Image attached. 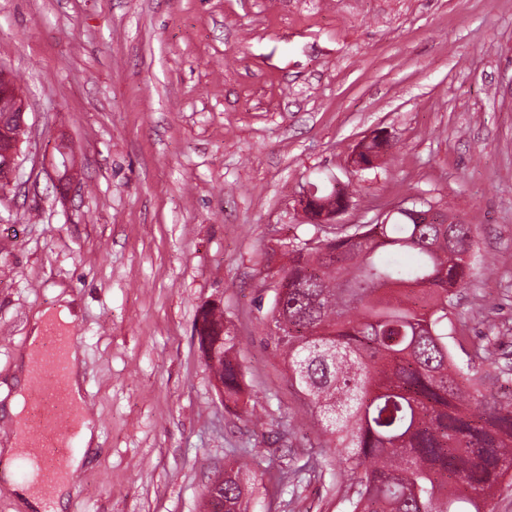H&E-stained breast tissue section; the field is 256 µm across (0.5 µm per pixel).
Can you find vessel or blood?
I'll return each instance as SVG.
<instances>
[{
  "label": "vessel or blood",
  "instance_id": "vessel-or-blood-1",
  "mask_svg": "<svg viewBox=\"0 0 512 512\" xmlns=\"http://www.w3.org/2000/svg\"><path fill=\"white\" fill-rule=\"evenodd\" d=\"M76 342L68 329L49 324L30 376L28 402L40 419L27 431L23 458L30 467L32 487L43 496L44 512H53L51 487L70 476L66 459L74 450L71 429L79 412L66 395L67 352Z\"/></svg>",
  "mask_w": 512,
  "mask_h": 512
}]
</instances>
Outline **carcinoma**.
<instances>
[{
    "label": "carcinoma",
    "instance_id": "obj_1",
    "mask_svg": "<svg viewBox=\"0 0 512 512\" xmlns=\"http://www.w3.org/2000/svg\"><path fill=\"white\" fill-rule=\"evenodd\" d=\"M428 223L393 213L384 224L288 245L274 290V337L289 379L341 449L352 483L347 512H485L512 473V403L491 382L470 385L448 348V308L465 288L473 225L444 224L429 199ZM199 348L217 350L211 368L224 397L242 395L236 336L216 307H203ZM247 473L224 469L206 512H244Z\"/></svg>",
    "mask_w": 512,
    "mask_h": 512
}]
</instances>
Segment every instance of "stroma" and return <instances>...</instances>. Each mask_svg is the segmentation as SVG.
Returning <instances> with one entry per match:
<instances>
[{"instance_id": "obj_1", "label": "stroma", "mask_w": 512, "mask_h": 512, "mask_svg": "<svg viewBox=\"0 0 512 512\" xmlns=\"http://www.w3.org/2000/svg\"><path fill=\"white\" fill-rule=\"evenodd\" d=\"M0 71L28 123L0 194V422L34 313L68 294L100 431L61 512H202L243 458L247 512H345L340 453L270 339L269 285L288 243L412 196L478 227L448 347L512 401L492 363L512 356V0H0ZM379 129L391 149L352 171ZM332 178L348 206L317 230L298 200ZM206 305L237 337L236 404L198 345Z\"/></svg>"}]
</instances>
